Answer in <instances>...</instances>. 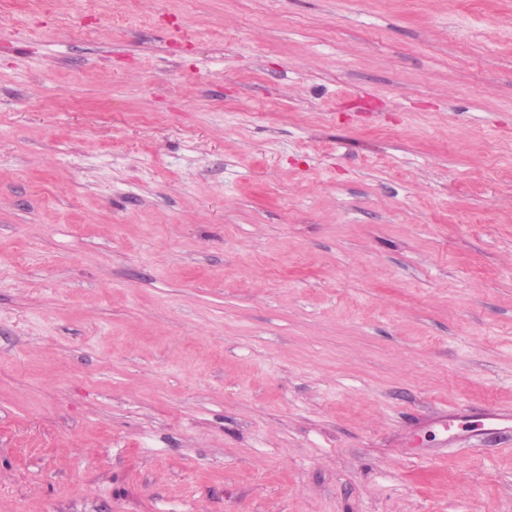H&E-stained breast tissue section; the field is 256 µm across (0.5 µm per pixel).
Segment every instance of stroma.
<instances>
[{"label": "stroma", "instance_id": "35a3bbf8", "mask_svg": "<svg viewBox=\"0 0 512 512\" xmlns=\"http://www.w3.org/2000/svg\"><path fill=\"white\" fill-rule=\"evenodd\" d=\"M0 8V512H512V0Z\"/></svg>", "mask_w": 512, "mask_h": 512}]
</instances>
